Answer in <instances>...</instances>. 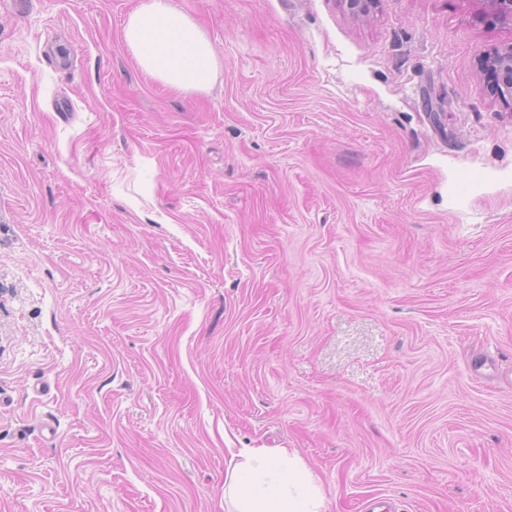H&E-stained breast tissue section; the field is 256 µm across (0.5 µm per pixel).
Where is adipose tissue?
<instances>
[{
  "instance_id": "adipose-tissue-1",
  "label": "adipose tissue",
  "mask_w": 512,
  "mask_h": 512,
  "mask_svg": "<svg viewBox=\"0 0 512 512\" xmlns=\"http://www.w3.org/2000/svg\"><path fill=\"white\" fill-rule=\"evenodd\" d=\"M123 41L140 69L179 92H204L219 59L208 35L172 0H140L123 27ZM234 512H324L311 474L288 449L243 448L224 476Z\"/></svg>"
}]
</instances>
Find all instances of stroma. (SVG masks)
Here are the masks:
<instances>
[{
    "label": "stroma",
    "instance_id": "35a3bbf8",
    "mask_svg": "<svg viewBox=\"0 0 512 512\" xmlns=\"http://www.w3.org/2000/svg\"><path fill=\"white\" fill-rule=\"evenodd\" d=\"M138 3L0 0V512H227L259 446L326 512H512V27L174 0L185 94ZM123 41L140 69L179 92H204L219 59L208 35L171 0H141L123 27ZM487 67L496 77V88L501 96L512 100V45L491 56Z\"/></svg>",
    "mask_w": 512,
    "mask_h": 512
}]
</instances>
